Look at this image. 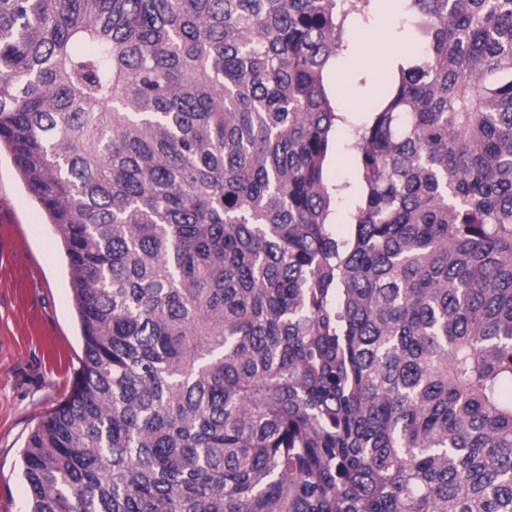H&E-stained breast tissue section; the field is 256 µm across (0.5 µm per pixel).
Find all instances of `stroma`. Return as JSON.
<instances>
[{"label":"stroma","mask_w":512,"mask_h":512,"mask_svg":"<svg viewBox=\"0 0 512 512\" xmlns=\"http://www.w3.org/2000/svg\"><path fill=\"white\" fill-rule=\"evenodd\" d=\"M404 16L378 0L369 23L350 29L351 53L328 72L336 103L370 111L384 70L364 60L359 37L403 43ZM83 344L67 268L51 225L24 188L11 157L0 153V512H29L21 451L37 423L67 399L82 367Z\"/></svg>","instance_id":"1"}]
</instances>
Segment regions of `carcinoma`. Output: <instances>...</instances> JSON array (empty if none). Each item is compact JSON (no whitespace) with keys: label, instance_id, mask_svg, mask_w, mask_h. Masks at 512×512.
I'll return each mask as SVG.
<instances>
[{"label":"carcinoma","instance_id":"cac0c4a2","mask_svg":"<svg viewBox=\"0 0 512 512\" xmlns=\"http://www.w3.org/2000/svg\"><path fill=\"white\" fill-rule=\"evenodd\" d=\"M376 2L0 0V148L83 341L29 512H512V0H404L349 121ZM381 1L393 2H378L369 23L354 26L349 30V40L353 48L339 64L340 82L336 85L339 76L334 67L328 72L326 78L328 91L336 104L347 103L357 106L361 111L358 114L359 117L365 116L364 112H370L376 92L382 83L381 75L384 70L383 61L380 58L360 61L364 53L359 36L364 33H373L374 36L383 40L387 37L397 43L408 41L403 23L404 15L399 8V2L403 1ZM348 142L337 141L333 143L326 169L328 180L336 184L350 186L348 191L356 186V155Z\"/></svg>","mask_w":512,"mask_h":512}]
</instances>
